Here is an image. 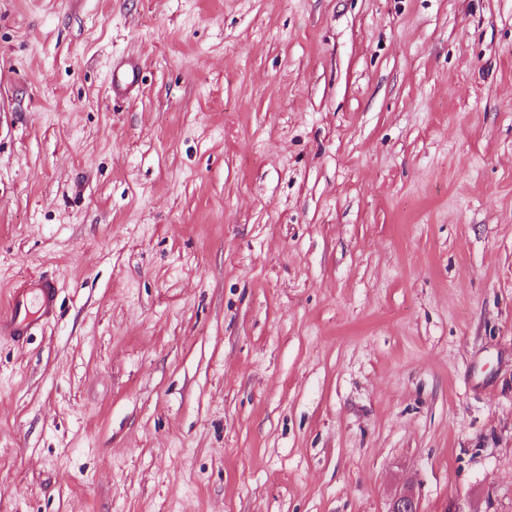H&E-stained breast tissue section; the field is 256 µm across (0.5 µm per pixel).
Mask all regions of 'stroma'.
Returning a JSON list of instances; mask_svg holds the SVG:
<instances>
[{"label":"stroma","instance_id":"obj_1","mask_svg":"<svg viewBox=\"0 0 512 512\" xmlns=\"http://www.w3.org/2000/svg\"><path fill=\"white\" fill-rule=\"evenodd\" d=\"M40 275L0 512H512V0H0ZM34 285L39 290V320L48 319L53 316L56 303V288L52 280L40 278L34 280Z\"/></svg>","mask_w":512,"mask_h":512}]
</instances>
